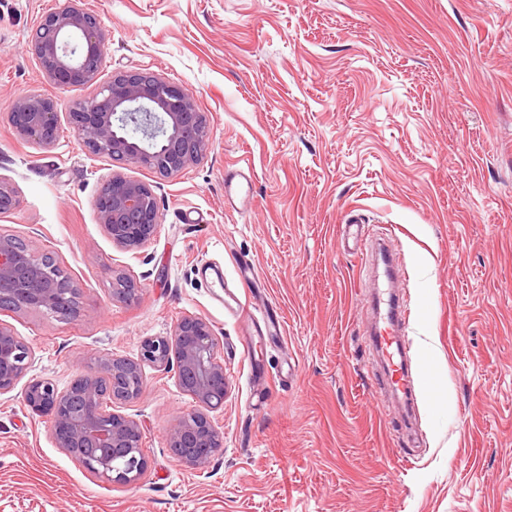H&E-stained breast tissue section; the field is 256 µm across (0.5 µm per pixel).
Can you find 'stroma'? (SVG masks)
Instances as JSON below:
<instances>
[{
    "label": "stroma",
    "instance_id": "35a3bbf8",
    "mask_svg": "<svg viewBox=\"0 0 512 512\" xmlns=\"http://www.w3.org/2000/svg\"><path fill=\"white\" fill-rule=\"evenodd\" d=\"M58 0H0V181L16 207L0 234L35 238L78 285L80 317L1 312L30 347L31 378L66 389L107 356L205 319L229 383L214 417L224 444L205 471L169 448L194 401L147 365L137 421L147 459L126 486L58 448L25 406L0 395V512H512V0H84L107 34L98 81L148 70L206 115L202 159L167 178L81 150L74 102L97 83L56 88L26 45ZM57 99L45 149L9 124L13 100ZM253 169L246 206L224 174ZM154 185L155 237L112 244L93 201L111 172ZM385 229L417 399L383 408L359 306L368 281L345 225ZM280 335L247 353L252 325L199 283L203 263ZM253 267L242 286L237 268ZM138 292L112 294L114 274ZM449 397L423 399L428 362Z\"/></svg>",
    "mask_w": 512,
    "mask_h": 512
}]
</instances>
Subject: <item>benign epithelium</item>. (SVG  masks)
<instances>
[{
    "label": "benign epithelium",
    "instance_id": "7a95c632",
    "mask_svg": "<svg viewBox=\"0 0 512 512\" xmlns=\"http://www.w3.org/2000/svg\"><path fill=\"white\" fill-rule=\"evenodd\" d=\"M106 41L98 15L83 8L81 0H62L31 31L27 51L45 77L64 89L80 77H89L88 63L103 55ZM10 120L19 138L45 149L60 138L57 101L52 97L30 92L16 98ZM69 120L83 151L112 163L148 168L163 178L202 158L210 139L206 116L196 111L190 94L145 71L112 75L91 98L72 105ZM94 212L112 244L123 249L147 243L160 224L152 186L118 172L98 190ZM38 260L34 242L19 250L12 238L0 235V297L11 299L18 311H66L67 291L43 275ZM218 347L210 324L187 315L177 321L171 335L142 340L138 359L107 356L75 376L64 391L48 379L33 378L24 387L23 400L32 414L50 424L58 447L99 477L129 485L147 467L142 432L136 421L101 407L104 383L112 389L121 386L129 371H139L144 363L158 368L174 364L176 383L192 397L195 408L180 416L170 434V447L191 442L181 460L203 469L223 447V434L208 415L224 405L222 400L213 402L216 384L227 388ZM30 361V349L0 323V394L15 388ZM75 394L84 400L78 412L71 407Z\"/></svg>",
    "mask_w": 512,
    "mask_h": 512
}]
</instances>
